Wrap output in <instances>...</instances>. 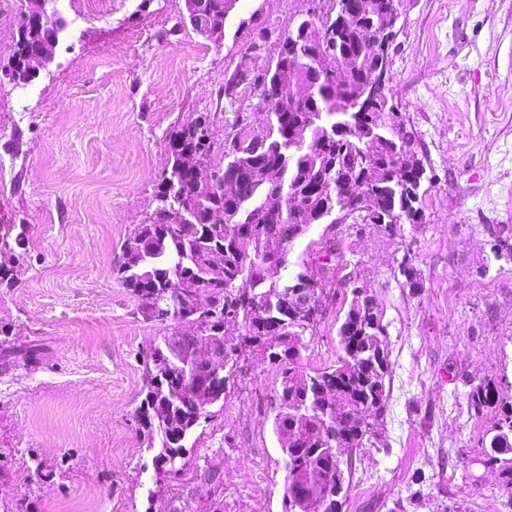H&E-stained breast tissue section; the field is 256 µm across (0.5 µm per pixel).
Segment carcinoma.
<instances>
[{"label": "carcinoma", "instance_id": "1", "mask_svg": "<svg viewBox=\"0 0 512 512\" xmlns=\"http://www.w3.org/2000/svg\"><path fill=\"white\" fill-rule=\"evenodd\" d=\"M337 8L280 37L279 49L262 60L254 78H265L274 93H288V104L258 106L264 114L257 131L249 115L238 114L229 134L231 150L213 158L214 142L204 141L212 116L201 113L167 135L174 153L157 185L152 220L139 225V236L122 245L112 272L139 303L146 318L162 321L173 291L203 294L210 310L199 324L210 336L224 335V315H239L244 333L233 343L224 340V382L242 371L253 357L281 368L275 389L274 430L300 438L292 449L284 479L285 512L304 495L321 499L325 512H339L344 489L342 450L361 448L378 436L385 410V377L390 364L382 313L367 288L351 282L352 302L338 331L336 364L314 372L300 364L304 337L317 325L325 308L330 278L309 287L313 307L300 316L294 308L295 290L307 285L306 256L288 260L293 242L314 224H337L354 215L366 224L381 221L390 231L398 224L422 219L420 160L411 153L410 134L392 114L390 91L372 108V136L352 129L359 89L372 82L378 62L368 57L358 31L384 14L399 12L401 0H365L369 9L357 11L355 0H333ZM62 38L51 27L34 30L20 19L10 67L18 71L26 48L40 39ZM215 164L234 177L238 192L199 200L196 181L177 169L183 155ZM359 182L374 191V216L361 215L360 200L351 191ZM188 202L198 205L195 216L171 231L162 214ZM224 223L212 224V212ZM246 279L250 288L238 292ZM189 360L162 340L145 358L148 391L137 410L140 428L156 457L184 450L201 418L190 395L195 382L220 402L218 386L206 366L196 363L190 382H181ZM475 410L503 407L493 434L485 440V462L498 464L504 489L512 493V403L503 402L499 388L476 386ZM164 420L171 433L155 434Z\"/></svg>", "mask_w": 512, "mask_h": 512}]
</instances>
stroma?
<instances>
[{
	"label": "stroma",
	"mask_w": 512,
	"mask_h": 512,
	"mask_svg": "<svg viewBox=\"0 0 512 512\" xmlns=\"http://www.w3.org/2000/svg\"><path fill=\"white\" fill-rule=\"evenodd\" d=\"M59 5L69 27L38 79L0 82V512H284L266 361L208 407L179 471L158 474L136 410L146 354L180 325L147 319L112 268L154 211L168 132L205 112L219 147L239 113L261 125L248 84L224 85L256 68L258 31L277 39L309 2L236 0L218 41L184 21V0ZM400 11L391 98L426 170L423 219L391 235L349 218L295 242L290 259L309 254L314 273L322 242L337 254L301 364H334L345 284L366 286L390 373L378 439L348 453L341 512H512L481 454L498 411L470 401L493 382L512 402V263L493 258L512 235V0Z\"/></svg>",
	"instance_id": "obj_1"
}]
</instances>
